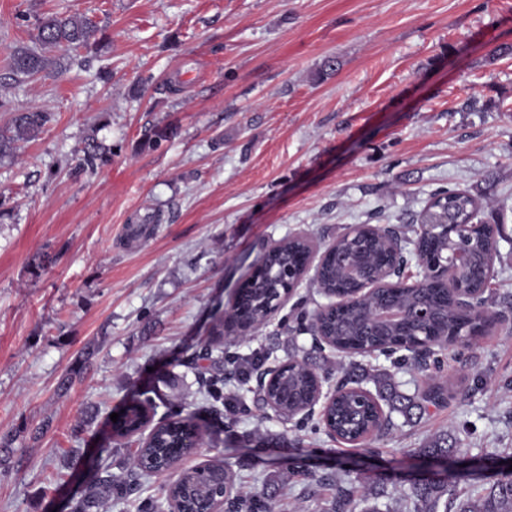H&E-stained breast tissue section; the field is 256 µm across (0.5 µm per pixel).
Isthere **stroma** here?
Listing matches in <instances>:
<instances>
[{
    "instance_id": "35a3bbf8",
    "label": "stroma",
    "mask_w": 512,
    "mask_h": 512,
    "mask_svg": "<svg viewBox=\"0 0 512 512\" xmlns=\"http://www.w3.org/2000/svg\"><path fill=\"white\" fill-rule=\"evenodd\" d=\"M54 11L91 19L97 47L15 78L13 50ZM25 110L51 120L0 159V512H70L101 463L126 476L110 416L155 395L159 414L204 430L186 466L222 461L235 498L288 477L273 512H322L338 475L357 498L384 486L379 505L403 512L442 431L478 468L470 492L512 456V0H0V127ZM170 123L177 138L143 145L144 127ZM91 139L105 160L89 167ZM443 187L473 194L498 229L489 332L434 350L447 405L392 413L358 447L319 415L266 408L245 359L305 358L332 385L357 369L368 389L384 372L406 395L429 383L401 352L317 346L325 297L309 278L269 324L225 339L228 403L210 408L195 358L267 242L327 243L355 224L405 242ZM157 210L163 222L130 237ZM171 481L101 512H165Z\"/></svg>"
}]
</instances>
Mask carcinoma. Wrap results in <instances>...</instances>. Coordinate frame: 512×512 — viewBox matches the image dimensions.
Returning <instances> with one entry per match:
<instances>
[{"instance_id":"1","label":"carcinoma","mask_w":512,"mask_h":512,"mask_svg":"<svg viewBox=\"0 0 512 512\" xmlns=\"http://www.w3.org/2000/svg\"><path fill=\"white\" fill-rule=\"evenodd\" d=\"M36 30L34 46L19 47L12 54V71L19 78L57 70L56 59L49 55L53 49L78 51L96 43V27L79 14H48L38 19ZM50 120L51 114L48 112L15 113L10 124L0 131V155L9 154L19 142L35 138ZM178 134V128L173 125H158L145 132L144 142L157 145L176 138ZM429 201L430 205L418 215L420 224H443L448 220L455 224H471L480 212L478 199L458 189L436 191L430 195ZM491 233L492 228L485 227L451 246L448 240L433 235L415 237L421 258L443 255L450 249L460 253L461 263L455 273V286L480 295L478 307L471 310L453 309L448 292L430 282L413 293L395 289L369 296H355L359 282L348 276L346 267L352 264L370 277L377 274L383 265L392 263L394 254L383 240L367 232H360L355 237L342 235L336 238L334 253L320 269L318 286L323 292H336L348 297V300L322 319L321 332L336 345L355 350L405 344L413 346L418 338L440 347L469 343L482 334L491 319L483 308L484 294L489 285L480 277L487 262L493 260L488 252ZM309 246L310 240L307 238H292L275 250L271 261L280 266L297 268L300 257L305 255ZM266 301L264 294L244 293L239 305L242 314L238 316L237 324L246 326L265 321ZM387 304L404 310L415 304L428 305L431 310L428 325H375L371 316ZM315 377L314 368L307 362L288 370L278 385L289 394V402L283 405L282 414L287 415L311 400ZM373 382L376 399L390 413L397 411L410 416L414 409L422 412L429 406L440 407L448 400L447 382L438 378L432 379L427 389L415 397L399 393L391 377L386 374L375 376ZM147 407L156 408L155 401L149 397L129 403L119 416L121 424L117 434L121 436L123 431L137 427L141 423L143 409ZM329 417L336 431L344 437H356L372 426V417L355 391L339 398L330 409ZM195 426L191 418L170 417L164 420L155 430L148 446L130 452L128 479L119 482L113 479L108 469L97 470L84 494L73 503L72 512H98L102 503L112 497H126L140 485L141 478L153 475L158 469H166L179 458L191 454L194 451L192 431ZM420 452L434 459L452 460L457 457V440L443 433L428 441ZM466 478L464 471H446L413 484L409 495L412 505L410 512H512V471L499 472L489 486L482 488L481 493L463 498L457 492L456 484ZM211 492L213 487L209 477L183 469L179 478L168 486L166 501L175 503L179 512H196L199 498ZM324 512H355L352 492L346 488L340 489Z\"/></svg>"}]
</instances>
